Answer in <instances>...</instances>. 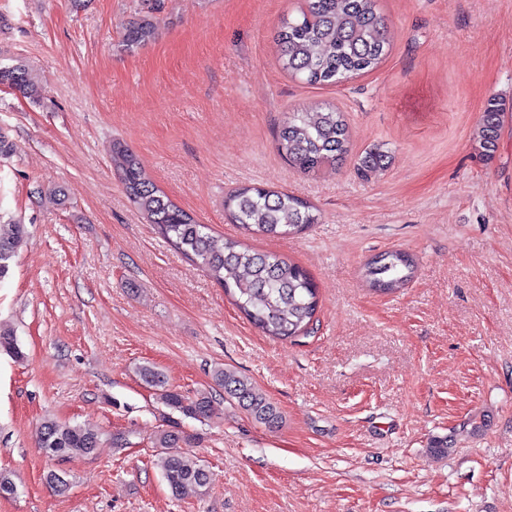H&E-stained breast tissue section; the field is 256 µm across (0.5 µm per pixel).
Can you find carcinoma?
I'll list each match as a JSON object with an SVG mask.
<instances>
[{"mask_svg": "<svg viewBox=\"0 0 512 512\" xmlns=\"http://www.w3.org/2000/svg\"><path fill=\"white\" fill-rule=\"evenodd\" d=\"M153 34V24L145 16L125 26V42L130 48L149 41ZM390 42V29L378 12L377 0H301L297 15L284 20L276 35L281 68L311 86H336L377 69L389 52ZM0 85L34 102L42 96V87L22 64H0ZM505 114L502 98H488L475 137L481 155L489 157L496 150ZM278 150L291 165L308 173L338 163L350 151L342 113L330 106L317 112L288 113L278 134ZM111 162L127 198L149 223L222 284L224 292L264 335L287 340L309 332L317 313L318 292L302 267L212 235L208 225L175 205L145 177L129 147L114 145ZM224 207L233 223L251 234L268 237L300 233L320 219L307 201L260 187L235 190L225 198ZM25 235L22 224L0 225V281L9 275ZM413 273V259L401 250L383 252L364 268L372 289L385 293L404 287ZM0 353L17 360L24 358L14 329L2 323ZM138 375L156 391L158 401L170 414L180 416L159 433L154 465L172 495H204L209 476L198 457L184 451L193 436L183 430L181 419L211 417L216 399L209 392L192 397L183 394L170 387L151 365L139 367ZM214 379L224 390V400L236 403L255 422L269 428L282 425V413L250 377L224 367L214 371ZM100 441L101 432L87 424L46 419L38 430L39 447L56 448L65 458L89 456Z\"/></svg>", "mask_w": 512, "mask_h": 512, "instance_id": "cac0c4a2", "label": "carcinoma"}]
</instances>
